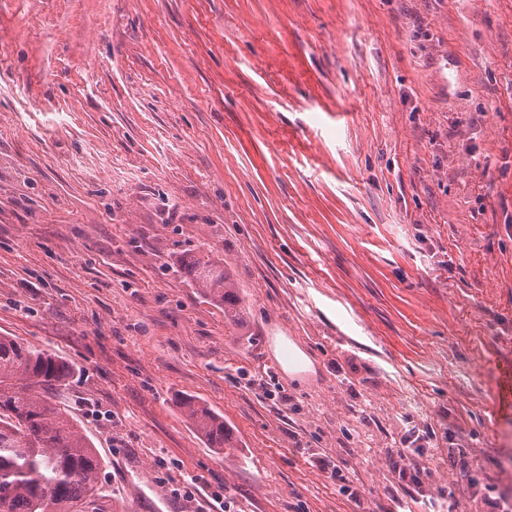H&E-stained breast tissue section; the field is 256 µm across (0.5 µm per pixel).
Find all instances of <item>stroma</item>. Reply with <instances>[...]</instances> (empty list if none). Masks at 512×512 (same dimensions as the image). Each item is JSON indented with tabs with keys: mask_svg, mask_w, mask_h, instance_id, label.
Segmentation results:
<instances>
[{
	"mask_svg": "<svg viewBox=\"0 0 512 512\" xmlns=\"http://www.w3.org/2000/svg\"><path fill=\"white\" fill-rule=\"evenodd\" d=\"M0 336L129 512L512 499V0H0ZM183 269L204 296L219 300L224 306V319L234 325L243 322L239 289L230 274L209 255H188L182 260ZM179 407L186 419L191 421L206 439L210 448H216L221 452L227 448H236L232 432L225 426L223 418L190 396L180 398Z\"/></svg>",
	"mask_w": 512,
	"mask_h": 512,
	"instance_id": "1",
	"label": "stroma"
}]
</instances>
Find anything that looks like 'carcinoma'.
Here are the masks:
<instances>
[{
    "mask_svg": "<svg viewBox=\"0 0 512 512\" xmlns=\"http://www.w3.org/2000/svg\"><path fill=\"white\" fill-rule=\"evenodd\" d=\"M182 265L203 295L224 306V319L243 322L239 289L225 269L207 255H188ZM70 372L55 354L0 336V512H121L100 481L93 442L52 397ZM179 407L210 447L235 448L224 419L190 396Z\"/></svg>",
    "mask_w": 512,
    "mask_h": 512,
    "instance_id": "obj_1",
    "label": "carcinoma"
}]
</instances>
